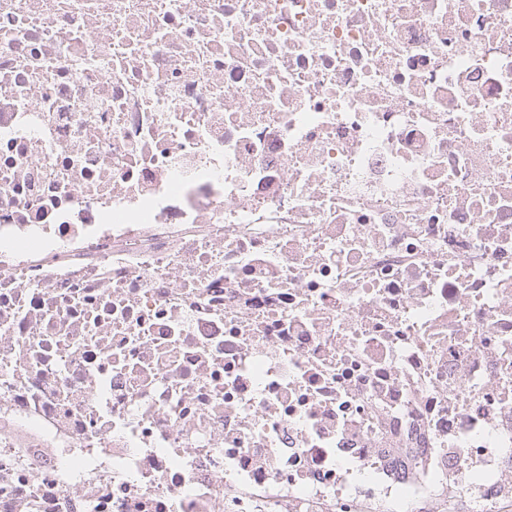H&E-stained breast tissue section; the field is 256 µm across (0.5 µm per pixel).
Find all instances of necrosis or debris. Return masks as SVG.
Returning a JSON list of instances; mask_svg holds the SVG:
<instances>
[{
  "label": "necrosis or debris",
  "mask_w": 512,
  "mask_h": 512,
  "mask_svg": "<svg viewBox=\"0 0 512 512\" xmlns=\"http://www.w3.org/2000/svg\"><path fill=\"white\" fill-rule=\"evenodd\" d=\"M512 503V0H0V512Z\"/></svg>",
  "instance_id": "4bbe7bcc"
}]
</instances>
